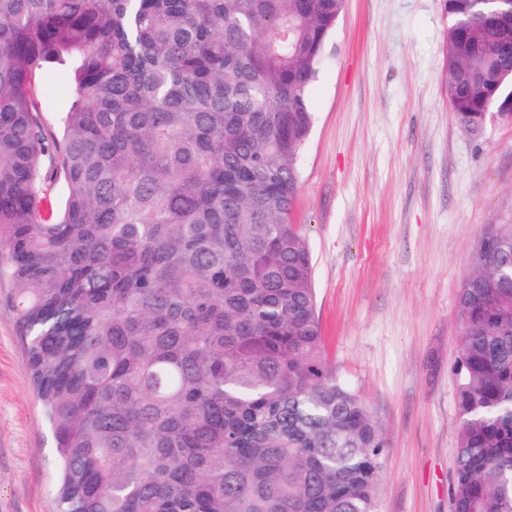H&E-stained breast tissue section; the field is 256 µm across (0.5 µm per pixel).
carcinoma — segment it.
<instances>
[{"label": "carcinoma", "mask_w": 512, "mask_h": 512, "mask_svg": "<svg viewBox=\"0 0 512 512\" xmlns=\"http://www.w3.org/2000/svg\"><path fill=\"white\" fill-rule=\"evenodd\" d=\"M343 6L0 0V277L60 512H375L384 433L327 357L290 221ZM448 20L442 76L476 136L512 100V0ZM46 62L73 73L57 135ZM471 263L453 512H512L511 221Z\"/></svg>", "instance_id": "1"}]
</instances>
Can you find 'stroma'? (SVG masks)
<instances>
[{
  "label": "stroma",
  "instance_id": "obj_1",
  "mask_svg": "<svg viewBox=\"0 0 512 512\" xmlns=\"http://www.w3.org/2000/svg\"><path fill=\"white\" fill-rule=\"evenodd\" d=\"M444 0H345L310 90L292 212L314 256L331 359L380 421L376 512H452L459 291L476 241L512 217V120L458 126ZM49 119L69 77L39 69ZM57 451L0 277V512H59Z\"/></svg>",
  "mask_w": 512,
  "mask_h": 512
}]
</instances>
